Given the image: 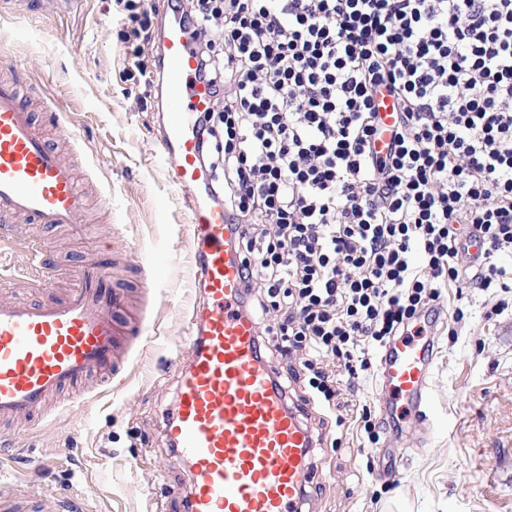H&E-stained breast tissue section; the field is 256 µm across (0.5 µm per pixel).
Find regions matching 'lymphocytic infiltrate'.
Returning <instances> with one entry per match:
<instances>
[{"label": "lymphocytic infiltrate", "mask_w": 512, "mask_h": 512, "mask_svg": "<svg viewBox=\"0 0 512 512\" xmlns=\"http://www.w3.org/2000/svg\"><path fill=\"white\" fill-rule=\"evenodd\" d=\"M126 12L123 76L160 77L154 13ZM214 107L201 156L234 223L246 309L280 389L343 382L459 283L512 293V0H169ZM398 117L383 126L382 98ZM386 139L385 155L374 144ZM481 253L464 259L472 242Z\"/></svg>", "instance_id": "1"}]
</instances>
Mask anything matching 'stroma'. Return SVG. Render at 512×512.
<instances>
[{
  "instance_id": "stroma-1",
  "label": "stroma",
  "mask_w": 512,
  "mask_h": 512,
  "mask_svg": "<svg viewBox=\"0 0 512 512\" xmlns=\"http://www.w3.org/2000/svg\"><path fill=\"white\" fill-rule=\"evenodd\" d=\"M127 25L115 0H0V66L17 67L39 125L88 194L82 231L52 232L55 258L70 266L109 256L128 289V321L158 329L127 344L121 394L95 375L49 413L0 424V486L71 512H187L186 473L160 427L176 392L170 363L186 349L199 292L182 199L155 155L157 92L123 77ZM50 100L62 126L43 108ZM27 264L24 251L0 246V299L41 298L19 281ZM441 299L464 319L434 336L433 432L424 438L404 424L369 458L356 422L337 426L312 403L327 435L315 451L322 491L311 512H512V307L493 314L492 292L475 288L447 287Z\"/></svg>"
}]
</instances>
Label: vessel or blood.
I'll list each match as a JSON object with an SVG mask.
<instances>
[{
    "instance_id": "b4317fda",
    "label": "vessel or blood",
    "mask_w": 512,
    "mask_h": 512,
    "mask_svg": "<svg viewBox=\"0 0 512 512\" xmlns=\"http://www.w3.org/2000/svg\"><path fill=\"white\" fill-rule=\"evenodd\" d=\"M184 25L169 23L162 48L161 100L167 119L156 145L170 182L182 193L195 245V284L201 301L188 321L186 359H174L176 409L162 435L189 464V512H304L316 472L309 457L320 444L298 405L275 386L278 369L260 350L243 302L237 229L224 206L211 202L198 119L214 102L198 77ZM86 198L73 167L37 126L15 83L0 79V240L25 216L49 227L78 223ZM32 271L52 287L59 267L45 241L25 240ZM112 266L96 260L70 268L76 282L63 299L0 300V423L37 413L53 395L89 374L108 370V390L124 386L116 368L122 337L146 336L151 326L114 319L124 295ZM433 338L404 336L383 349L378 379L382 416L432 429L429 381ZM0 512H55L0 493Z\"/></svg>"
}]
</instances>
